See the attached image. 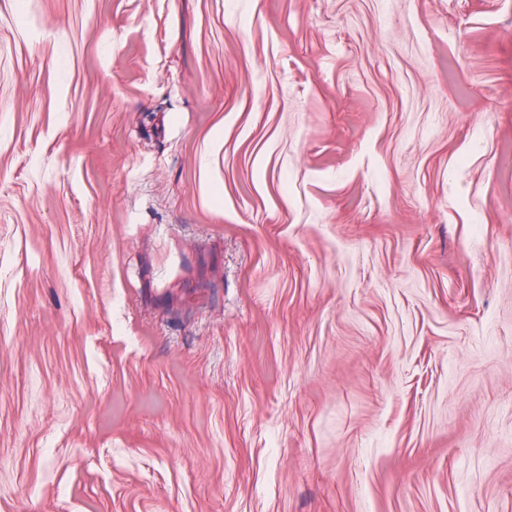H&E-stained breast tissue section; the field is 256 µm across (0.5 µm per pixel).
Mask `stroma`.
Segmentation results:
<instances>
[{
  "label": "stroma",
  "instance_id": "35a3bbf8",
  "mask_svg": "<svg viewBox=\"0 0 512 512\" xmlns=\"http://www.w3.org/2000/svg\"><path fill=\"white\" fill-rule=\"evenodd\" d=\"M0 512H512V0H0Z\"/></svg>",
  "mask_w": 512,
  "mask_h": 512
}]
</instances>
